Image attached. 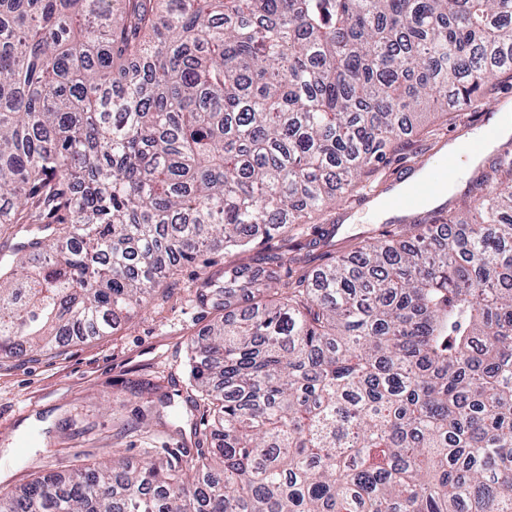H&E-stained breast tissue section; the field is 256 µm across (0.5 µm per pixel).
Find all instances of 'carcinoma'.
Here are the masks:
<instances>
[{"instance_id":"obj_1","label":"carcinoma","mask_w":512,"mask_h":512,"mask_svg":"<svg viewBox=\"0 0 512 512\" xmlns=\"http://www.w3.org/2000/svg\"><path fill=\"white\" fill-rule=\"evenodd\" d=\"M512 0H0V359L109 333L477 109ZM318 267L203 280L213 448L0 494V512H512V152Z\"/></svg>"}]
</instances>
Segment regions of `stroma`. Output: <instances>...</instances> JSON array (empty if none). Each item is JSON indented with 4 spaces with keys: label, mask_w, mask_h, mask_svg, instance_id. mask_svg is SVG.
I'll list each match as a JSON object with an SVG mask.
<instances>
[{
    "label": "stroma",
    "mask_w": 512,
    "mask_h": 512,
    "mask_svg": "<svg viewBox=\"0 0 512 512\" xmlns=\"http://www.w3.org/2000/svg\"><path fill=\"white\" fill-rule=\"evenodd\" d=\"M423 123L430 136L412 139L381 164L371 183L373 201L477 129L470 115L448 122L429 115ZM359 201L348 197L297 226L292 239H264L250 252L210 251L182 264L144 309L109 335L0 363V490L22 488L49 471L96 465L116 450L137 460L181 443L205 447L208 416L187 376L191 340L219 317L197 297L202 279L229 265L256 264L259 252H280L294 241L306 244L313 266L324 264L327 252L350 253L386 225L359 209ZM165 395L172 401L166 409L159 402Z\"/></svg>",
    "instance_id": "1"
}]
</instances>
